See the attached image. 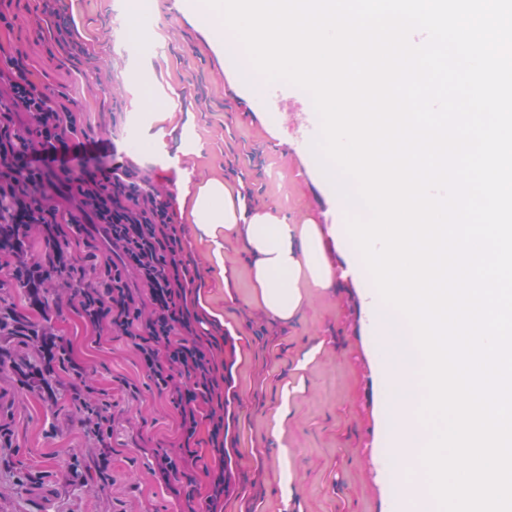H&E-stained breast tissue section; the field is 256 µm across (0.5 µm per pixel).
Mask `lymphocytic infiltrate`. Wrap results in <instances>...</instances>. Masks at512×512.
Here are the masks:
<instances>
[{
	"instance_id": "1",
	"label": "lymphocytic infiltrate",
	"mask_w": 512,
	"mask_h": 512,
	"mask_svg": "<svg viewBox=\"0 0 512 512\" xmlns=\"http://www.w3.org/2000/svg\"><path fill=\"white\" fill-rule=\"evenodd\" d=\"M12 96L0 101V208L15 224L41 225L46 240L70 243L83 226L65 218L39 193L63 174L70 195L92 215L114 253L113 258L70 265V277L82 285L80 307L93 328L119 329L135 349L154 385L169 392L180 411L178 454L155 452L162 474L184 470L196 460L192 442L198 428V399H221L210 344L194 340L186 304L190 272L167 203L155 198L149 179L135 178L122 163L73 171L79 154L116 153V145L80 141L77 112L58 104L30 81L20 59L0 56V82ZM25 112L27 127L16 115ZM135 274L148 290L141 301L127 282Z\"/></svg>"
}]
</instances>
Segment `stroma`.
<instances>
[{"mask_svg": "<svg viewBox=\"0 0 512 512\" xmlns=\"http://www.w3.org/2000/svg\"><path fill=\"white\" fill-rule=\"evenodd\" d=\"M78 50L52 47L42 0H0L14 19L0 45L21 49L31 78L81 112L87 137L116 142L123 161L149 176L170 203L191 283L187 306L213 345L224 382V449L201 419L197 465L172 477L155 451H176L179 411L158 392L119 332L97 334L82 317L78 289L54 284L46 307L24 299L0 271V302L30 320L49 319L66 350L53 394L0 372V512H183L203 503L209 472L230 477L222 512H397L386 472L384 377L369 321L367 282L342 240L326 239L330 287L309 289L297 317L268 316L254 301L241 241L213 265L207 229L182 210L186 188L235 182L247 209L267 207L288 223L321 227L351 214L318 172L304 141L320 130L309 94L279 83L278 111H266L240 76L237 52L175 0H66ZM150 18L148 42L131 48L127 18ZM151 75L177 103L140 104L131 78ZM108 399L112 439L87 435L89 408Z\"/></svg>", "mask_w": 512, "mask_h": 512, "instance_id": "stroma-1", "label": "stroma"}]
</instances>
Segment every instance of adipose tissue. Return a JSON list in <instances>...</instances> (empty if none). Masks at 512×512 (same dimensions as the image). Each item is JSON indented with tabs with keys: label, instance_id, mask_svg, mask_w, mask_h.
Instances as JSON below:
<instances>
[{
	"label": "adipose tissue",
	"instance_id": "1",
	"mask_svg": "<svg viewBox=\"0 0 512 512\" xmlns=\"http://www.w3.org/2000/svg\"><path fill=\"white\" fill-rule=\"evenodd\" d=\"M186 203L193 223L244 240L255 300L279 321L298 315L307 287L330 286L319 225L290 224L270 209L245 211L238 188L227 180L207 181L188 192Z\"/></svg>",
	"mask_w": 512,
	"mask_h": 512
}]
</instances>
